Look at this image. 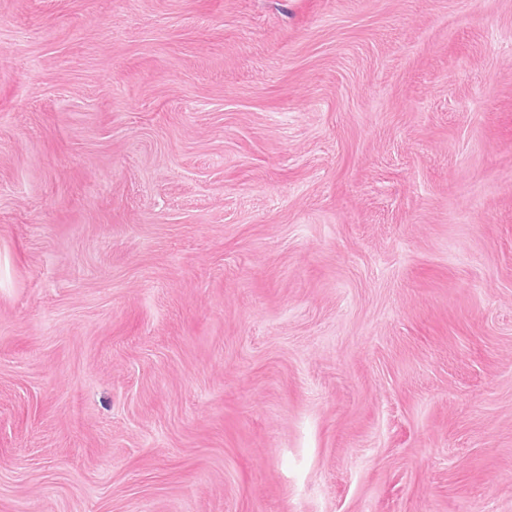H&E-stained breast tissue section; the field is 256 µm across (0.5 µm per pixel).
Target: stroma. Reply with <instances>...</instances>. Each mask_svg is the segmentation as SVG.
<instances>
[{
    "label": "stroma",
    "instance_id": "35a3bbf8",
    "mask_svg": "<svg viewBox=\"0 0 512 512\" xmlns=\"http://www.w3.org/2000/svg\"><path fill=\"white\" fill-rule=\"evenodd\" d=\"M0 512H512V0H0Z\"/></svg>",
    "mask_w": 512,
    "mask_h": 512
}]
</instances>
